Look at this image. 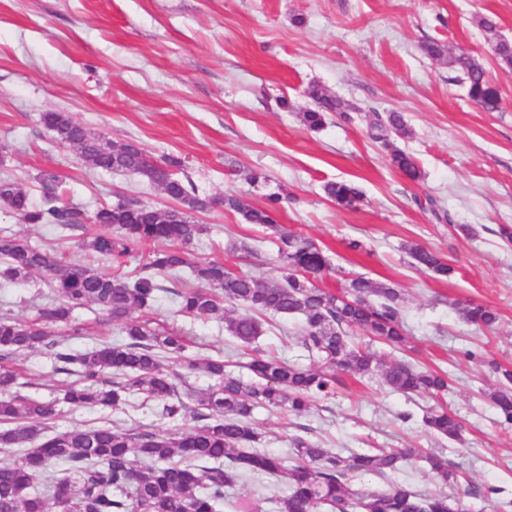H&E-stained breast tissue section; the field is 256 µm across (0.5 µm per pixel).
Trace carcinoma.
Wrapping results in <instances>:
<instances>
[{
    "mask_svg": "<svg viewBox=\"0 0 512 512\" xmlns=\"http://www.w3.org/2000/svg\"><path fill=\"white\" fill-rule=\"evenodd\" d=\"M423 51L433 59L448 58L457 80L478 106L488 112L498 109L499 91L476 59L466 54L449 58L438 42L426 44ZM309 96L315 107L301 115L308 129H322L330 112L349 119L342 102L325 89L314 86ZM40 121L87 165L145 178L175 207L161 212L145 204L119 203L95 211L94 223L108 231L85 236L80 250L88 258H105L120 267L136 249L153 246L150 262L134 276L105 273L90 263L67 264L54 248L34 245L15 233L0 236L1 277L25 284L37 273L52 275V297L39 308L41 320L69 326L74 309L92 305L101 319L120 325L124 336L77 354L38 322L0 317V424L6 425L0 429V447L21 449L18 459L0 466V512H220L224 488L245 473L287 476L288 491L275 500L276 512H450L448 495H419L403 484L352 490L358 474L383 476L396 470L413 454L409 448L343 454L297 436L292 439L294 458L286 465L260 448L262 434L251 421L252 412L260 407L301 415L314 401L335 396L344 375H378L385 385L403 393L446 391V373L403 361L384 363L369 347L353 341L354 333L361 331L391 346L407 342L399 289L362 276L347 279L341 295L315 286L309 276L328 268L327 260L311 239L281 228L279 197L274 195L267 197L265 206L251 207L228 193L224 210L277 234L278 258L287 271L283 278L263 281L235 273L220 261L193 262L185 247L208 231L207 225L193 220V214L208 210L213 200L200 194L190 179L179 176V157L167 154L154 159L133 144H114L66 112H43ZM405 133L401 113H371L370 138L390 149L391 165L415 181L420 178L416 160L390 141L391 136ZM324 191L345 208L356 207L361 199L357 188L345 181L328 183ZM0 203L23 224L66 230L88 221L83 207L66 199L52 172L40 175L37 199L22 185L0 179ZM410 254L439 276L451 272L442 258L421 246L411 247ZM184 268L189 270L190 285L172 291L177 314L218 319L230 336L244 344L263 334L257 313L299 317L301 344L318 364L302 368L254 357L248 365L254 378L245 381L221 358L200 361L185 356L187 338L182 331L140 317L165 291L157 276ZM227 304H241L250 313L228 317ZM461 313L479 327L493 328L500 321L497 310L487 305H467ZM35 351L51 358L57 373L72 378L63 402L73 407L114 408L137 398L159 403L160 415L166 419L175 422L191 414L197 424L187 431L153 432L108 423L44 435L42 426L58 414L60 401L19 395L17 374L10 367L18 357ZM171 359L180 361L181 371L169 368ZM492 369L499 387L490 399L502 422L512 424V369L498 364ZM196 371L207 374L213 384L181 397L177 382ZM422 421L441 437L454 440L459 435V422L444 409L426 412ZM59 462L68 465L71 476H57ZM431 468L443 483L456 482L451 463L433 458Z\"/></svg>",
    "mask_w": 512,
    "mask_h": 512,
    "instance_id": "cac0c4a2",
    "label": "carcinoma"
}]
</instances>
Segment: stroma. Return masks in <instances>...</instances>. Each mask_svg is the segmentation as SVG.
I'll use <instances>...</instances> for the list:
<instances>
[{
  "label": "stroma",
  "mask_w": 512,
  "mask_h": 512,
  "mask_svg": "<svg viewBox=\"0 0 512 512\" xmlns=\"http://www.w3.org/2000/svg\"><path fill=\"white\" fill-rule=\"evenodd\" d=\"M496 18L495 33L478 18ZM512 41V0H0V175L30 192L38 176L55 172L66 196L87 213L103 204L138 201L165 209L170 200L146 180L86 165L76 150L57 143L41 113L67 112L113 143H133L151 156L171 154L200 194L235 193L245 204L281 198L279 224L321 247L331 268L318 286L339 291L343 278L363 276L400 288L408 330L406 358L448 372L449 410L459 417L460 440L426 431L427 396L393 391L380 377H346L336 398L293 416L255 409L263 448L291 458L293 436L332 451L424 448L457 466L447 486L418 457L377 477L357 476L356 490L403 483L414 491L446 493L453 512H512V428L499 424L489 398L497 387L490 364L512 366V67L495 54L498 39ZM436 41L448 56L437 60L421 46ZM468 53L501 93L498 111L470 101L448 57ZM321 86L348 107L349 119L329 116L310 131L300 114ZM403 114L408 133L393 144L414 155L419 180L389 163L387 150L367 134L372 111ZM264 181L250 182V172ZM353 183L363 194L358 208L338 206L328 182ZM440 208L450 223L432 215ZM209 232L192 245L194 260H219L228 269L262 280L282 277L269 229L248 224L223 206L196 214ZM472 234H465V227ZM0 229L51 245L72 263H85L77 243L92 224L63 232L22 224L0 206ZM364 248L352 251L350 240ZM247 241L251 253L233 251ZM423 246L453 269L436 277L416 265L410 246ZM48 275L27 286L0 284V314L34 319L50 295ZM154 318L184 330L197 358L246 360L248 348L228 336L222 322L178 316L170 289L183 287L182 272L162 278ZM496 308V328L466 323V304ZM84 326L67 343L84 352L100 341L121 339L119 328L89 307L76 309ZM253 348L272 358L311 366L298 321L262 316ZM479 349L471 360L466 350ZM25 395L58 394L66 375L41 353L18 358ZM111 421L129 429L162 431L170 423L154 406L64 409L52 430ZM286 479L244 475L226 488L227 506L249 500L272 512Z\"/></svg>",
  "instance_id": "obj_1"
}]
</instances>
